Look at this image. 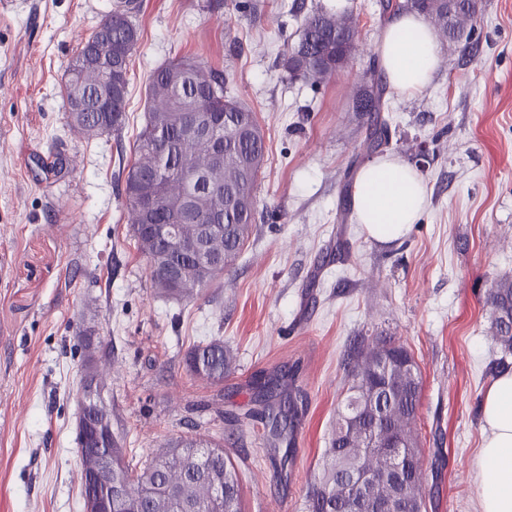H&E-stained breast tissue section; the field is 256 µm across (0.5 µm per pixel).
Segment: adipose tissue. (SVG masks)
<instances>
[{
    "label": "adipose tissue",
    "instance_id": "ef3b65f1",
    "mask_svg": "<svg viewBox=\"0 0 512 512\" xmlns=\"http://www.w3.org/2000/svg\"><path fill=\"white\" fill-rule=\"evenodd\" d=\"M374 52L389 89L413 96L427 88L436 70L438 38L423 15L399 12L387 19ZM426 206L420 172L391 155L363 166L353 185L358 221L380 243L405 237ZM481 422L474 464L478 512H512V373L498 376L487 389Z\"/></svg>",
    "mask_w": 512,
    "mask_h": 512
}]
</instances>
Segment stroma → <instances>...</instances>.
I'll return each mask as SVG.
<instances>
[{
	"mask_svg": "<svg viewBox=\"0 0 512 512\" xmlns=\"http://www.w3.org/2000/svg\"><path fill=\"white\" fill-rule=\"evenodd\" d=\"M112 3L13 0L0 12V512H84L75 427L85 330L112 346L103 397L127 460L186 434L220 442L244 512H302L345 398L350 345L403 344L422 380L427 512H476L472 460L497 357L487 296L512 276V0H481L467 51L440 39L421 95H386L385 152L421 173L428 196L390 245L348 212L356 173L375 157L349 101L376 68L377 0H223L215 11L208 0H139L125 126L90 139L66 123L65 79ZM320 7L353 9L356 58L323 84L289 79L278 59ZM183 56L223 70L266 141L253 233L188 305L151 288L123 194L148 78ZM214 339L230 370L209 385L183 357ZM295 363L309 407L279 473L245 414L252 377Z\"/></svg>",
	"mask_w": 512,
	"mask_h": 512,
	"instance_id": "obj_1",
	"label": "stroma"
}]
</instances>
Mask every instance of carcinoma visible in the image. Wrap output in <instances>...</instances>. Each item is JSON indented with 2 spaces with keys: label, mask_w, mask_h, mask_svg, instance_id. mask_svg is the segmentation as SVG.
Returning <instances> with one entry per match:
<instances>
[{
  "label": "carcinoma",
  "mask_w": 512,
  "mask_h": 512,
  "mask_svg": "<svg viewBox=\"0 0 512 512\" xmlns=\"http://www.w3.org/2000/svg\"><path fill=\"white\" fill-rule=\"evenodd\" d=\"M382 13L417 12L456 46L473 27L479 0H380ZM136 0H118L97 26L106 40L96 55L112 56V70L93 65L82 46L68 68L65 96L68 118L89 138L120 135L129 93V65L140 40L133 21ZM357 19L350 9L317 8L306 13L298 41L287 48L282 67L293 79L324 83L350 67ZM224 74L197 57H181L156 68L146 92L145 124L135 148L123 193L129 209V235L146 260L151 287L162 296L191 303L233 265L255 226L257 187L264 165L265 135L256 113L224 93ZM386 87L379 81L358 90L352 111L362 119L365 141L377 149L388 140L384 111ZM172 226L178 241L199 243L209 256L201 268L193 254L173 249L157 230ZM489 332L500 351L493 370L512 369V277L494 282L488 294ZM392 359L386 375L375 364L381 352ZM187 373L219 384L229 371L224 342L199 343L184 355ZM346 398L336 414L320 473L309 487L304 512H378L398 497L406 512H427L418 438L413 430L420 397V373L407 348L365 337L346 358ZM286 375L265 378L257 397L263 404L266 442L277 452L290 446L308 403L307 393ZM87 417L95 446L112 449V479L131 486L112 512H242L238 473L219 443L198 435L181 436L158 449L135 472L125 461L123 438L112 430V414ZM401 443L403 466L389 472V461L369 454L373 442ZM376 469L368 490L356 474Z\"/></svg>",
  "instance_id": "1"
}]
</instances>
